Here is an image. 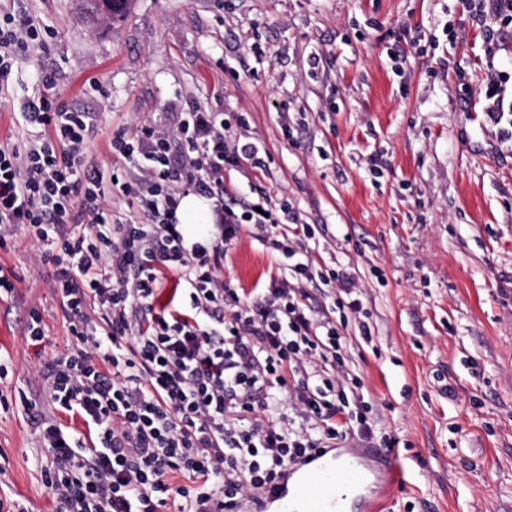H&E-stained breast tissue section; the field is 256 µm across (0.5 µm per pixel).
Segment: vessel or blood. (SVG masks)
Segmentation results:
<instances>
[{
  "label": "vessel or blood",
  "instance_id": "vessel-or-blood-1",
  "mask_svg": "<svg viewBox=\"0 0 512 512\" xmlns=\"http://www.w3.org/2000/svg\"><path fill=\"white\" fill-rule=\"evenodd\" d=\"M363 480L356 466L320 448L288 465L272 487L224 505L223 512H343L347 489Z\"/></svg>",
  "mask_w": 512,
  "mask_h": 512
}]
</instances>
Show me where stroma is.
<instances>
[{
  "instance_id": "35a3bbf8",
  "label": "stroma",
  "mask_w": 512,
  "mask_h": 512,
  "mask_svg": "<svg viewBox=\"0 0 512 512\" xmlns=\"http://www.w3.org/2000/svg\"><path fill=\"white\" fill-rule=\"evenodd\" d=\"M30 7L55 30L45 62L65 102L92 113L97 147L189 100L223 111L271 157L267 172H231L236 198L288 200L314 227L315 265L354 276L371 334L350 321L336 376L361 378L404 478L392 483L348 436L338 448L365 474L351 512H512V112L470 110L489 67L512 75V27L490 61L482 30L451 34L461 0H130L108 21L87 0ZM33 69L22 64L0 103V145L27 132ZM32 250L22 230L0 247L16 277L0 299V498L52 512L50 459L19 394L68 336L54 269L34 271ZM274 269L246 233L224 262L244 288ZM31 307L47 325L36 347L22 336Z\"/></svg>"
}]
</instances>
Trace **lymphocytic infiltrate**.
I'll use <instances>...</instances> for the list:
<instances>
[{"instance_id": "obj_1", "label": "lymphocytic infiltrate", "mask_w": 512, "mask_h": 512, "mask_svg": "<svg viewBox=\"0 0 512 512\" xmlns=\"http://www.w3.org/2000/svg\"><path fill=\"white\" fill-rule=\"evenodd\" d=\"M28 0L0 11V99L19 64L47 54L52 26ZM21 116L29 131L0 146V247L26 229L34 266L50 263L70 342L37 371L39 401L25 400L32 432L52 459L43 472L56 512H207L273 484L310 451L351 432L373 436L363 382L344 386L339 361L349 316L362 313L346 270L315 268L308 224L281 237L288 202L237 205L225 177L267 171L256 143L226 135L222 112L196 103L173 123L112 132L107 152L131 174L118 180L91 146L90 113L69 108L54 70ZM213 204L203 240L187 243L175 214L182 197ZM137 206V223H113L112 203ZM284 257L283 274L256 296L224 277L242 232ZM179 300H161L168 272ZM343 291L339 318L315 316L295 281ZM297 376L289 384V376ZM79 415L86 437L58 421ZM187 487L170 483L174 475Z\"/></svg>"}]
</instances>
